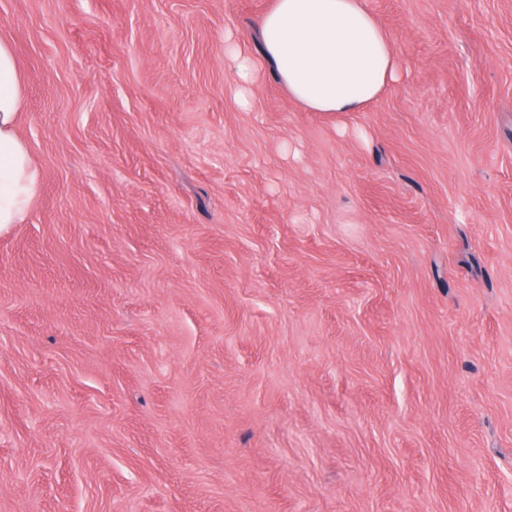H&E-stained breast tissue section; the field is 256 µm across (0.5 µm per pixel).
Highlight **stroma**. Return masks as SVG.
<instances>
[{
	"label": "stroma",
	"instance_id": "1",
	"mask_svg": "<svg viewBox=\"0 0 512 512\" xmlns=\"http://www.w3.org/2000/svg\"><path fill=\"white\" fill-rule=\"evenodd\" d=\"M272 4L0 0V512H512V0H367L359 112L240 107ZM23 93L24 77L12 47L0 42V234L24 222L40 182L17 131ZM229 55L234 64L239 105L247 109L251 105V96L257 82L256 66L251 57L244 55L236 45H231Z\"/></svg>",
	"mask_w": 512,
	"mask_h": 512
}]
</instances>
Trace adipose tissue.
<instances>
[{
  "mask_svg": "<svg viewBox=\"0 0 512 512\" xmlns=\"http://www.w3.org/2000/svg\"><path fill=\"white\" fill-rule=\"evenodd\" d=\"M259 30L270 74L308 112L360 111L398 72L366 0H274ZM23 93L14 52L0 42V234L24 222L40 182L17 131Z\"/></svg>",
  "mask_w": 512,
  "mask_h": 512,
  "instance_id": "adipose-tissue-1",
  "label": "adipose tissue"
}]
</instances>
